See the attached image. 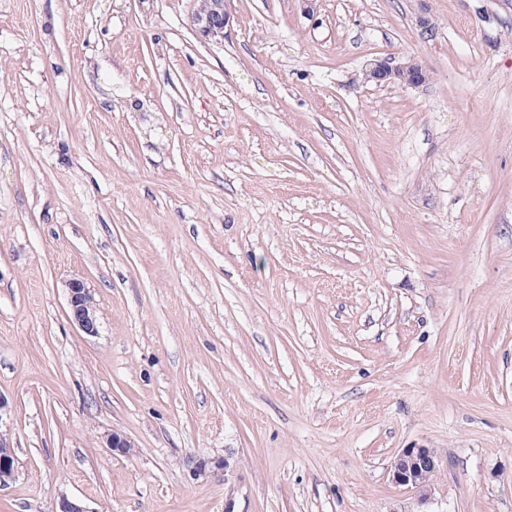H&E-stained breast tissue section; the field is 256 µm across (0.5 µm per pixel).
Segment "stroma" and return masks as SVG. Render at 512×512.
Returning <instances> with one entry per match:
<instances>
[{
    "instance_id": "stroma-1",
    "label": "stroma",
    "mask_w": 512,
    "mask_h": 512,
    "mask_svg": "<svg viewBox=\"0 0 512 512\" xmlns=\"http://www.w3.org/2000/svg\"><path fill=\"white\" fill-rule=\"evenodd\" d=\"M193 9L0 0V512H512V0ZM234 0H197L192 22L197 35L204 39L224 38V30L234 17ZM391 59H379L364 72V79L376 83L416 86L428 80L427 71L414 60L393 65ZM67 289L71 321L87 335L94 336L98 333L97 308L90 289L79 279L69 281ZM13 448L9 434L0 430V487L7 486L17 476V459ZM440 459L431 448H404L394 457L392 480L399 486L419 494L421 502L427 501L431 491V477L437 474Z\"/></svg>"
}]
</instances>
